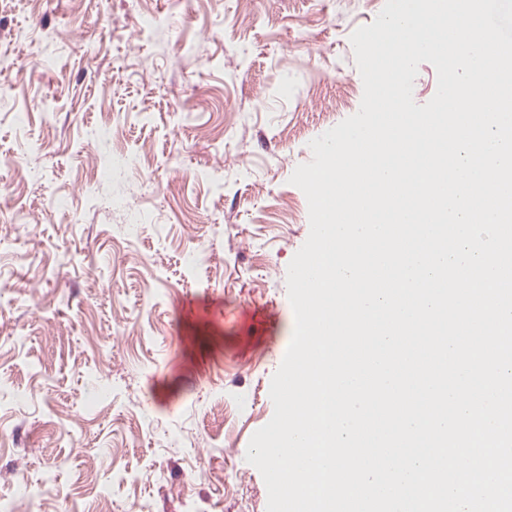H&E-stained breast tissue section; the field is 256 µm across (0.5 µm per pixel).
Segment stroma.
<instances>
[{
	"mask_svg": "<svg viewBox=\"0 0 512 512\" xmlns=\"http://www.w3.org/2000/svg\"><path fill=\"white\" fill-rule=\"evenodd\" d=\"M385 0H0V502L267 512L246 459L309 235L289 178L355 114ZM109 151L145 160L100 178ZM199 253L186 268L185 250Z\"/></svg>",
	"mask_w": 512,
	"mask_h": 512,
	"instance_id": "1",
	"label": "stroma"
}]
</instances>
